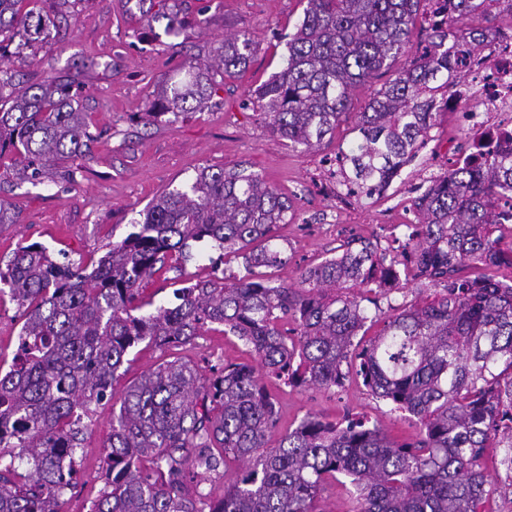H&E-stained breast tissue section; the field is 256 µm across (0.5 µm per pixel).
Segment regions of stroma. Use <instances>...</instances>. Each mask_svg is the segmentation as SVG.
I'll return each mask as SVG.
<instances>
[{
	"label": "stroma",
	"instance_id": "stroma-1",
	"mask_svg": "<svg viewBox=\"0 0 512 512\" xmlns=\"http://www.w3.org/2000/svg\"><path fill=\"white\" fill-rule=\"evenodd\" d=\"M305 6L306 0H37L36 10L55 21L50 37L13 55L9 66L20 82L33 73L41 78L76 75L72 94L86 114L94 140L77 169L59 163L38 179L20 181L9 165L0 166V199L14 203L19 212L16 223L0 227V266L20 246L33 242L75 260L100 257L127 235L163 191L183 186L202 168L240 164L280 189L296 212L292 223L275 229L288 245V262L268 270V277L299 282L307 268L336 255L339 246L351 240L386 245L394 230L386 225L381 204L365 196L356 198V225L341 228L325 221L334 201L323 186L329 161L339 149L354 145V114L363 110L376 89L409 68L414 54H400L372 82L353 90L349 115L330 143L309 152L289 148L287 140L270 132L262 112L253 109L248 98L281 70L287 36ZM172 10L188 24L177 36L165 34L163 23L153 20L155 14ZM240 31L257 44L243 77L217 85L193 111L143 125L139 116L154 101L169 71L188 60H206L225 35ZM217 255L210 243L194 244L190 260L145 283L144 297L158 304L171 302L181 283L213 277L211 260ZM23 321L16 302L9 294H0L2 368H9L17 354ZM172 355L205 372L249 358L242 341L218 330L203 331L172 351L142 343L120 368L116 389ZM267 387L280 411L270 437L274 443L311 413L335 422L348 413L357 415L398 438L417 432L413 417L373 398L353 374L342 387L329 391L272 380ZM84 425L75 456L78 474L61 497L63 512H89L105 489L111 404L94 406Z\"/></svg>",
	"mask_w": 512,
	"mask_h": 512
}]
</instances>
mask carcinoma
Here are the masks:
<instances>
[{"instance_id": "cac0c4a2", "label": "carcinoma", "mask_w": 512, "mask_h": 512, "mask_svg": "<svg viewBox=\"0 0 512 512\" xmlns=\"http://www.w3.org/2000/svg\"><path fill=\"white\" fill-rule=\"evenodd\" d=\"M25 2L0 0V160L13 158L16 178L33 180L52 163L84 158L93 136L72 82L34 75L16 92L10 46L43 41L53 25ZM424 2L307 0L282 69L255 91L272 133L310 151L335 137L357 86L416 49L412 67L357 113L355 146L338 156L340 170L352 167L345 179L354 195L372 193L416 157L438 92L452 96L467 81L459 56L483 49L487 0H449L466 42L441 22L414 44ZM254 52L247 33L225 36L209 63L185 62L162 81L141 121L202 105L216 78L245 72ZM509 192L512 147L489 150L414 199L416 222L392 252L370 243L355 251L349 242L307 269L298 287L260 272L288 262L273 229L293 219L292 205L241 165L205 167L160 194L142 222L90 263L58 262L38 243L19 247L0 267V293L9 289L25 316L18 355L0 369V512H62L82 419L114 398L106 489L91 512H327V481L340 476L354 488L350 512H482L495 487L512 488V283L463 270L512 267V244L502 247L498 235L512 219L496 211ZM204 241L220 261L242 257L245 275L176 288L167 306L141 298L144 281L169 258L186 259ZM412 282L438 292L387 315L362 305L367 291ZM369 321L383 323L379 333L354 343ZM213 325L242 340L252 361L207 375L176 358L115 395L132 348H178ZM344 366L370 395L413 416L418 436L398 441L361 419L336 424L309 414L269 445L279 409L262 375L330 390L342 384ZM486 448L500 451L494 483L479 464ZM232 463L235 476L212 500L199 479Z\"/></svg>"}]
</instances>
